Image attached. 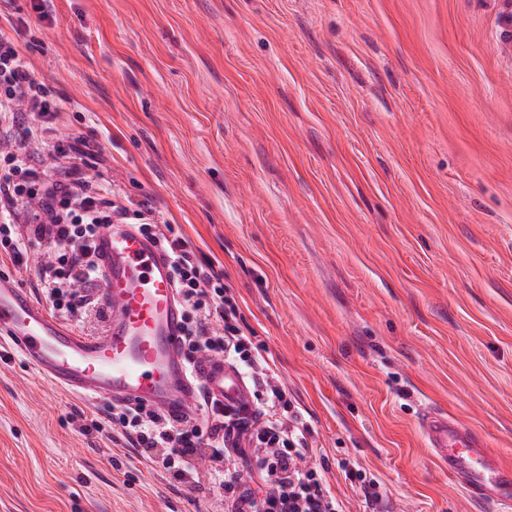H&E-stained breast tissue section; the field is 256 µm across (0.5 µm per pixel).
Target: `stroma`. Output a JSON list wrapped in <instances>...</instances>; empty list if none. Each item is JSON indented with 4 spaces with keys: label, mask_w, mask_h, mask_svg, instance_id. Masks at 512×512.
I'll return each instance as SVG.
<instances>
[{
    "label": "stroma",
    "mask_w": 512,
    "mask_h": 512,
    "mask_svg": "<svg viewBox=\"0 0 512 512\" xmlns=\"http://www.w3.org/2000/svg\"><path fill=\"white\" fill-rule=\"evenodd\" d=\"M512 0H11L0 31L224 273L344 512H488L432 458L435 409L512 465ZM103 400L0 362V512H224L111 434Z\"/></svg>",
    "instance_id": "obj_1"
}]
</instances>
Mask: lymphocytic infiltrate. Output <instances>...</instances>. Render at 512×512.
Wrapping results in <instances>:
<instances>
[{
	"label": "lymphocytic infiltrate",
	"instance_id": "obj_1",
	"mask_svg": "<svg viewBox=\"0 0 512 512\" xmlns=\"http://www.w3.org/2000/svg\"><path fill=\"white\" fill-rule=\"evenodd\" d=\"M62 109L0 31V254L19 266L29 245L45 246L37 272L41 292L60 317L81 322L103 311L94 238L104 225L127 222L129 208L80 166L44 170L35 145ZM153 213L141 203L138 229L171 261L186 312L188 365L224 359L252 386V401L211 405L200 420L116 405L87 419L83 431H112L177 482L207 483L224 512H343L324 465L313 460L311 427L276 367L255 353L223 272L199 260ZM248 473L256 484L245 481Z\"/></svg>",
	"mask_w": 512,
	"mask_h": 512
}]
</instances>
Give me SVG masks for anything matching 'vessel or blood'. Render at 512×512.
<instances>
[{
  "label": "vessel or blood",
  "instance_id": "obj_1",
  "mask_svg": "<svg viewBox=\"0 0 512 512\" xmlns=\"http://www.w3.org/2000/svg\"><path fill=\"white\" fill-rule=\"evenodd\" d=\"M95 256L108 308L105 331L80 333L14 275L0 272V356L18 357L66 394L167 414L201 415L208 398L233 406L249 399L248 383L223 359L188 371L185 312L158 244L133 225L107 224L95 238ZM420 427L432 456L469 498L512 505V467L488 454L477 430L437 410L424 412Z\"/></svg>",
  "mask_w": 512,
  "mask_h": 512
}]
</instances>
